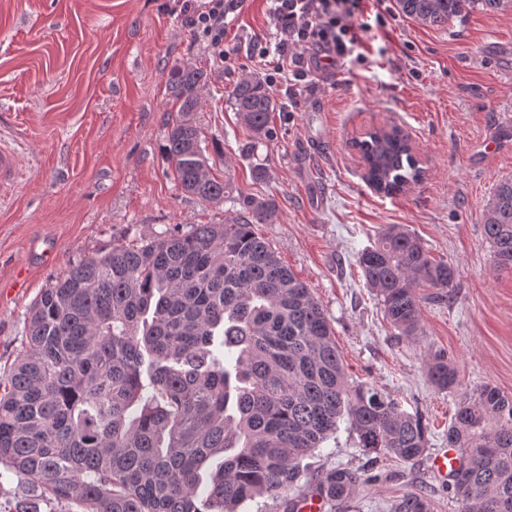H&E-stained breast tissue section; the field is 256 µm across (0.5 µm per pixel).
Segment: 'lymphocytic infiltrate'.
Returning <instances> with one entry per match:
<instances>
[{
	"instance_id": "1",
	"label": "lymphocytic infiltrate",
	"mask_w": 512,
	"mask_h": 512,
	"mask_svg": "<svg viewBox=\"0 0 512 512\" xmlns=\"http://www.w3.org/2000/svg\"><path fill=\"white\" fill-rule=\"evenodd\" d=\"M375 2V12L369 13L365 0H270L268 26L275 31L277 62L265 81L272 86L287 79L289 108H296L302 90L316 88L318 73L368 62L366 42L374 27L384 26L390 12L386 0ZM242 4L243 0H172L169 9L218 50L224 45L229 14Z\"/></svg>"
}]
</instances>
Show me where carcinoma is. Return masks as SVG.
<instances>
[{
	"label": "carcinoma",
	"instance_id": "cac0c4a2",
	"mask_svg": "<svg viewBox=\"0 0 512 512\" xmlns=\"http://www.w3.org/2000/svg\"><path fill=\"white\" fill-rule=\"evenodd\" d=\"M406 17L443 28L472 13L497 14L512 0H397ZM207 75L176 67L168 76L177 116L163 151L179 187L205 202L231 196L229 174L213 175L193 119ZM231 104L248 132L246 151L273 137L277 101L253 78ZM378 192L422 181L410 138L377 127L351 143ZM222 224L164 231L80 259L42 289L25 340L0 378V464L37 495L14 512L52 501L79 512H238L256 497L301 512L303 461L346 419L358 447L413 462L427 451L421 416L371 382H351L322 305L255 230L275 224L272 198H244ZM493 265L512 272V177L483 214ZM366 285L401 336L420 321L423 288L453 287L456 270L421 239L387 225L358 253ZM439 390L459 386L446 354L426 364ZM448 447L465 457L451 477L461 512H512V396L485 384L460 395ZM223 460L203 482L202 472ZM358 473L337 468L310 479L314 494L342 501ZM205 486V495L199 494ZM392 512H428L404 493Z\"/></svg>",
	"mask_w": 512,
	"mask_h": 512
}]
</instances>
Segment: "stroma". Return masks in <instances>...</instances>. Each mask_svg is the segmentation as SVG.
<instances>
[{
	"label": "stroma",
	"instance_id": "1",
	"mask_svg": "<svg viewBox=\"0 0 512 512\" xmlns=\"http://www.w3.org/2000/svg\"><path fill=\"white\" fill-rule=\"evenodd\" d=\"M167 0H0V141L20 176L0 206V372L13 363L28 309L79 259L172 227L220 224L232 200L202 203L174 179L162 144L175 114L172 68L198 67L207 86L193 118L217 147L216 176L236 193L274 198L279 219L257 225L282 262L312 289L331 323L350 380L386 389L428 426L429 456L406 463L369 455L347 424L306 458L309 473L345 467L369 481L323 512H391L404 492L430 512L461 505L431 467L446 447L459 398L429 381L445 353L462 387L512 395V273L494 271L482 229L497 184L512 176V12L475 13L432 28L396 14L377 29L371 68L321 76L295 110L277 109L278 135L250 155L230 104L242 78L264 79L251 43L268 36L266 0H245L229 24L224 58L166 10ZM410 136L425 173L402 193L365 179L351 141L374 126ZM498 149L489 153L486 141ZM266 178L255 182L254 166ZM390 224L415 233L457 272L429 289L416 335L390 327L357 265Z\"/></svg>",
	"mask_w": 512,
	"mask_h": 512
}]
</instances>
